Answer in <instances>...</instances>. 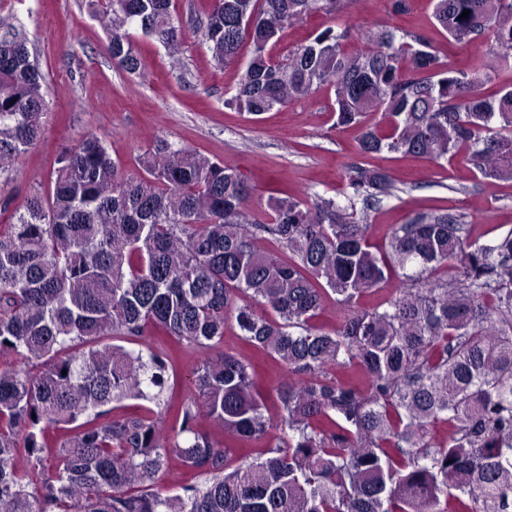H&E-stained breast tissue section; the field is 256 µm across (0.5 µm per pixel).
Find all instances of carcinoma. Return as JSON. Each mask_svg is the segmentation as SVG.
Instances as JSON below:
<instances>
[{
    "label": "carcinoma",
    "instance_id": "obj_1",
    "mask_svg": "<svg viewBox=\"0 0 512 512\" xmlns=\"http://www.w3.org/2000/svg\"><path fill=\"white\" fill-rule=\"evenodd\" d=\"M432 2L434 27L473 49L462 68L383 25H328L273 53L357 0H209L191 31L217 69L251 46L229 109L258 117L326 88L360 155L512 183V85L482 91L512 59V0ZM105 17L130 74L147 78L133 29L181 52L174 0H108ZM45 96L26 40L1 36L0 177L42 134ZM136 163L85 136L0 224V354L20 362L0 367V512H512V230L481 243L419 213L382 250L365 213L396 190L382 169L352 167L345 205L271 196L257 219L221 160L158 138ZM330 299L343 315L327 330ZM230 324L245 349H224ZM151 330L171 348H126ZM185 348L204 358L171 402ZM250 349L271 361L269 391ZM141 399L157 409L112 415ZM173 460L202 481L170 493ZM336 25V19L329 17H312L306 22L288 29L276 48V51L290 49L307 39L313 30L320 26Z\"/></svg>",
    "mask_w": 512,
    "mask_h": 512
}]
</instances>
